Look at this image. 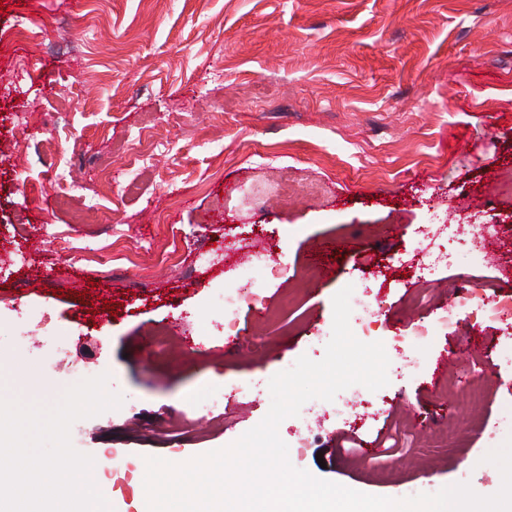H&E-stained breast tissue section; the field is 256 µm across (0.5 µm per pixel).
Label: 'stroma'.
<instances>
[{"mask_svg": "<svg viewBox=\"0 0 512 512\" xmlns=\"http://www.w3.org/2000/svg\"><path fill=\"white\" fill-rule=\"evenodd\" d=\"M20 20L34 41L12 38ZM508 179L512 0H0V393L51 404L108 374L121 407L71 443L118 459L100 475L113 512H144L145 457L256 426L270 378L324 357L333 296L365 285L379 314L351 329L383 342L389 383L345 389L352 417L314 433L284 419L290 463L392 499L492 495L480 459L512 436V319L416 332L462 277L512 296V209L489 195ZM473 216L503 229L484 262L460 246L403 270L429 226ZM234 240L278 248L280 272L250 274L228 328ZM248 288L225 289L224 291V325L228 327L234 320L241 304L247 299Z\"/></svg>", "mask_w": 512, "mask_h": 512, "instance_id": "stroma-1", "label": "stroma"}]
</instances>
